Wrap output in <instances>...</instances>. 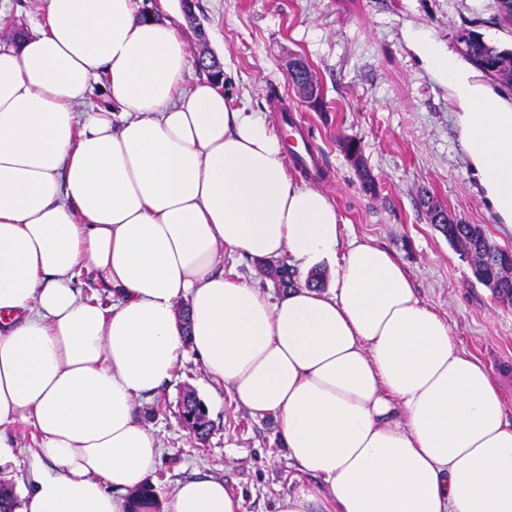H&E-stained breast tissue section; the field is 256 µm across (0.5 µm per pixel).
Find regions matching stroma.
<instances>
[{
  "mask_svg": "<svg viewBox=\"0 0 512 512\" xmlns=\"http://www.w3.org/2000/svg\"><path fill=\"white\" fill-rule=\"evenodd\" d=\"M208 48L224 67V94L233 106L262 113L272 128L285 116L302 126L327 174L288 170L332 200L344 239L392 250L420 299L447 319L458 346L503 379L512 418V301L497 297L473 275L470 262L430 224L415 204L428 189L453 215L479 225L488 239L512 250V227L491 205L459 138L457 93L420 54V39L488 94L512 106V94L467 61L457 34L469 29L512 50V29L496 20L495 0H199ZM45 27L37 0H0V43L10 33ZM303 58L322 94L312 108L293 86L291 59ZM355 142L352 158L345 142ZM375 186H362L360 168ZM211 401L213 430L198 442L179 420L185 391ZM144 421L164 453L153 476L158 496L179 481L207 474L242 496L246 512H275L277 498L297 481L277 436L275 416L252 415L220 383L205 378L194 358L182 360L171 381L142 400Z\"/></svg>",
  "mask_w": 512,
  "mask_h": 512,
  "instance_id": "obj_1",
  "label": "stroma"
}]
</instances>
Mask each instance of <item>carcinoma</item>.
Segmentation results:
<instances>
[{
	"label": "carcinoma",
	"mask_w": 512,
	"mask_h": 512,
	"mask_svg": "<svg viewBox=\"0 0 512 512\" xmlns=\"http://www.w3.org/2000/svg\"><path fill=\"white\" fill-rule=\"evenodd\" d=\"M461 53L473 66L497 84L512 89V50H501L487 43L480 33L472 30L469 32L468 40L463 44ZM418 204L425 210L430 223L436 224V218L439 216L446 220L444 224H437V228L451 244L458 246L469 258L477 280L486 285H493L500 297L512 299V276L508 274L505 266L507 250L490 242L479 226L465 224L446 212V209L427 193L419 194ZM260 268L272 277L284 292L297 284L295 273L285 265H272L263 261ZM179 416L198 441L204 442L208 439L212 424L203 401L195 392L187 391L183 394ZM159 508L158 495L153 485L148 484L132 495L127 512H157Z\"/></svg>",
	"instance_id": "cac0c4a2"
}]
</instances>
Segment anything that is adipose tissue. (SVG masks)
Returning <instances> with one entry per match:
<instances>
[{
  "mask_svg": "<svg viewBox=\"0 0 512 512\" xmlns=\"http://www.w3.org/2000/svg\"><path fill=\"white\" fill-rule=\"evenodd\" d=\"M47 26L0 44V480L15 512H126L162 447L138 409L186 354L255 415H275L314 478L276 512H512V422L403 264L344 241L321 189L295 180L265 117L188 81L176 28L136 0H42ZM460 87V141L512 222V110ZM113 109L78 121L97 77ZM327 266L330 289L271 298L224 255ZM90 267L112 303L73 286ZM190 312L182 331L180 307ZM30 428L17 483L11 431ZM163 512H246L222 479L178 483Z\"/></svg>",
  "mask_w": 512,
  "mask_h": 512,
  "instance_id": "adipose-tissue-1",
  "label": "adipose tissue"
}]
</instances>
